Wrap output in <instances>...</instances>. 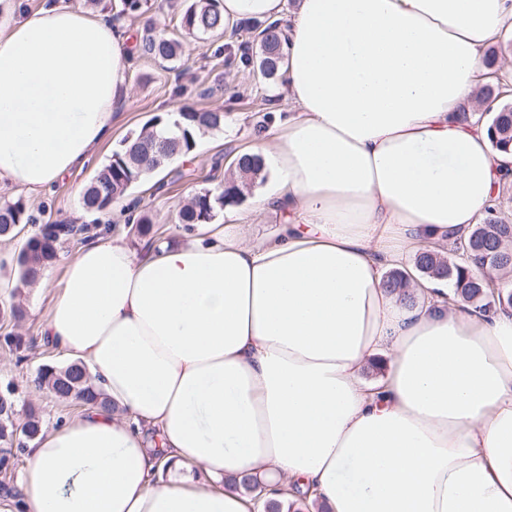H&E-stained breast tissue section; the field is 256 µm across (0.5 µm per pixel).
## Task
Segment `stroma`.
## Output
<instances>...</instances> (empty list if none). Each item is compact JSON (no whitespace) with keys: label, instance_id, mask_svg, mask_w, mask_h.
<instances>
[{"label":"stroma","instance_id":"1","mask_svg":"<svg viewBox=\"0 0 512 512\" xmlns=\"http://www.w3.org/2000/svg\"><path fill=\"white\" fill-rule=\"evenodd\" d=\"M182 58L174 67L165 63L134 57L130 67L132 96L121 108V115L112 129V138L81 171L58 181L50 191L38 197H24L22 191L0 190V203L26 199L35 209L44 210L55 221L83 222L81 195L97 169L130 133L141 131L156 115H171L190 105L218 108L224 112V127L200 135L189 157H179L159 173L165 182L164 191L145 190L135 185L129 194L136 200L138 213L152 217L155 230L167 233L177 224L179 208L196 192L213 189L228 176L226 161L237 153L250 150L274 123L277 116L287 114L293 104L284 93L283 77L263 79L254 76L252 67L242 63V55L259 58L258 43L242 48L235 37L223 40L203 36H185ZM222 166H215L217 158ZM218 224H248L254 236L272 233L283 218L275 211L254 210L252 198L245 199L231 210H223L214 218ZM14 300L23 305L25 318L14 322L0 319V389L13 387L19 408L35 407L44 426H52L78 413L82 404L72 399L62 403L47 388L32 384L40 368L68 365L66 356L41 342L39 320L47 310L50 293H35L20 288ZM21 337L25 348L14 353L4 345L5 336Z\"/></svg>","mask_w":512,"mask_h":512}]
</instances>
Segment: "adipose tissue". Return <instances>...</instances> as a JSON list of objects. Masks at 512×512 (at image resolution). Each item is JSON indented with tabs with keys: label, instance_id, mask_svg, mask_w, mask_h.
<instances>
[{
	"label": "adipose tissue",
	"instance_id": "obj_1",
	"mask_svg": "<svg viewBox=\"0 0 512 512\" xmlns=\"http://www.w3.org/2000/svg\"><path fill=\"white\" fill-rule=\"evenodd\" d=\"M286 19L294 110L253 149L258 210L132 249L100 229L67 258L42 336L106 404L42 431L0 512H260L244 478L310 512H512V308L415 281L406 249L478 224L512 152L472 98L512 0H221ZM0 188L37 196L108 140L131 91L126 35L51 0H0ZM383 375L366 380L371 366Z\"/></svg>",
	"mask_w": 512,
	"mask_h": 512
}]
</instances>
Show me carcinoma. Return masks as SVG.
Returning <instances> with one entry per match:
<instances>
[{
	"label": "carcinoma",
	"instance_id": "cac0c4a2",
	"mask_svg": "<svg viewBox=\"0 0 512 512\" xmlns=\"http://www.w3.org/2000/svg\"><path fill=\"white\" fill-rule=\"evenodd\" d=\"M147 4L148 0H121L117 16L135 18ZM179 32L224 37L221 0H189L180 12ZM259 36L258 70L270 79L284 64L285 34L279 23L270 22L261 27ZM139 52L150 60L176 62L181 43L175 37L148 33L141 39ZM495 79L496 83H487L482 88L477 122L483 125L493 150L507 151L512 148V100H502L500 87L505 79L498 75ZM223 127L224 112L219 109L184 106L172 117H154L149 130L125 140L123 147L114 151L97 170L81 196L83 211L97 217L109 214L114 204L147 174L190 153L197 136ZM234 163L240 179L197 192L179 210L178 223H211L216 211L226 205H238L251 192L256 180L264 179L259 158L242 153ZM511 185V173L499 176L492 204L485 208L481 223L463 241L444 246L440 251L425 246L416 250L412 258L414 269L421 275L448 281L452 300L465 301L482 312L512 306V218L497 204V199ZM36 221L37 217L23 200L0 203V238L13 239L22 226ZM86 233L84 224L40 225L18 255L19 282L34 283L67 245L84 238ZM408 285L406 275L398 269L389 272L385 281V288L392 292H401ZM37 380L61 402L73 398L86 404L106 402L104 394L94 387L86 367L79 362L58 371L52 367L41 368ZM16 414L15 390L8 386L0 392L1 448L13 445L17 436L33 440L41 431V419L35 408L28 409L27 420L21 425L15 423Z\"/></svg>",
	"mask_w": 512,
	"mask_h": 512
}]
</instances>
